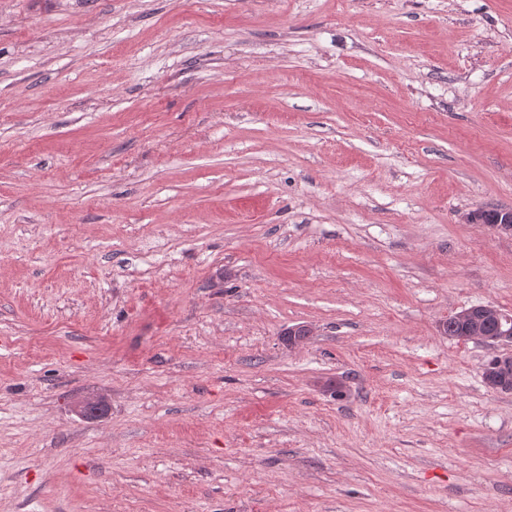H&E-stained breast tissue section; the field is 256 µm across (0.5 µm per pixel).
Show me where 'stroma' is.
I'll return each mask as SVG.
<instances>
[{"label": "stroma", "mask_w": 512, "mask_h": 512, "mask_svg": "<svg viewBox=\"0 0 512 512\" xmlns=\"http://www.w3.org/2000/svg\"><path fill=\"white\" fill-rule=\"evenodd\" d=\"M505 207L512 0H0V512H512ZM456 314L464 320V336L449 337L462 336L463 322L453 314L442 324L443 333L449 338L477 341L492 346H512V314L491 305L472 306ZM490 324H495L498 336H487V327Z\"/></svg>", "instance_id": "1"}]
</instances>
